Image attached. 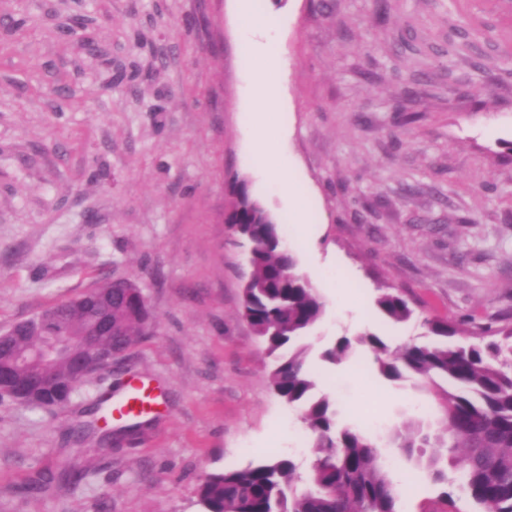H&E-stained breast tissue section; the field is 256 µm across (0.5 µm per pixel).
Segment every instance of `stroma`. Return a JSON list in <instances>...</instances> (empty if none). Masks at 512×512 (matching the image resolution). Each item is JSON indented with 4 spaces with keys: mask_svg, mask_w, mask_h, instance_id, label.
<instances>
[{
    "mask_svg": "<svg viewBox=\"0 0 512 512\" xmlns=\"http://www.w3.org/2000/svg\"><path fill=\"white\" fill-rule=\"evenodd\" d=\"M328 3L252 0L286 20L282 150L309 197L303 235L250 151L255 63L235 0H0V331L105 276L135 282L155 317L68 406L0 401V512H200L208 473L312 459L241 315L252 268L224 222L234 177L317 273L310 366L339 424L384 434L417 416L442 432L413 380L380 376L361 348L319 353L345 334L419 340L426 318L512 323V0H385L381 16L376 0ZM387 287L414 319L379 313ZM131 379L161 405L99 450L110 426L78 436L85 409ZM45 469L69 477L32 489ZM404 476L398 512H472L459 489L448 503Z\"/></svg>",
    "mask_w": 512,
    "mask_h": 512,
    "instance_id": "obj_1",
    "label": "stroma"
}]
</instances>
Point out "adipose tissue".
<instances>
[{
  "label": "adipose tissue",
  "mask_w": 512,
  "mask_h": 512,
  "mask_svg": "<svg viewBox=\"0 0 512 512\" xmlns=\"http://www.w3.org/2000/svg\"><path fill=\"white\" fill-rule=\"evenodd\" d=\"M236 25L241 44H248L250 34L256 31L264 32L266 36L260 54L263 64L253 71L251 80V108L257 115L252 151L264 160L275 152L274 142L269 136V121L285 109L281 89L280 24L274 17L255 13L249 0H237Z\"/></svg>",
  "instance_id": "adipose-tissue-1"
}]
</instances>
